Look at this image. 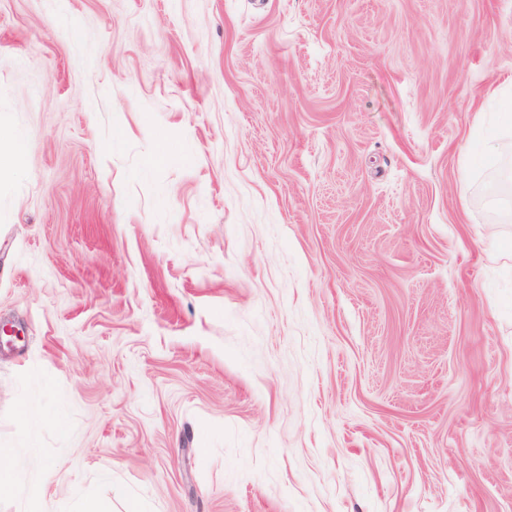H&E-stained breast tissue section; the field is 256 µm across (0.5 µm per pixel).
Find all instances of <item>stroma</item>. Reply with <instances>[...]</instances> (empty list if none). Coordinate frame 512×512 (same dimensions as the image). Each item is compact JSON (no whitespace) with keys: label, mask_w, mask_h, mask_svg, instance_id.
Listing matches in <instances>:
<instances>
[{"label":"stroma","mask_w":512,"mask_h":512,"mask_svg":"<svg viewBox=\"0 0 512 512\" xmlns=\"http://www.w3.org/2000/svg\"><path fill=\"white\" fill-rule=\"evenodd\" d=\"M511 96L512 0H0V512H512ZM25 155V145L15 140L8 147L0 148V175L19 170L24 163Z\"/></svg>","instance_id":"1"}]
</instances>
